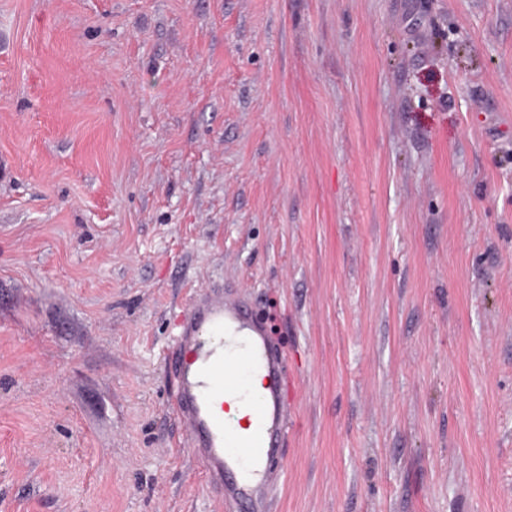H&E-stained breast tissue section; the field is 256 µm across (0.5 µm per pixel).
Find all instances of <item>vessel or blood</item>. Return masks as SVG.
<instances>
[{
	"mask_svg": "<svg viewBox=\"0 0 512 512\" xmlns=\"http://www.w3.org/2000/svg\"><path fill=\"white\" fill-rule=\"evenodd\" d=\"M186 446L208 487L241 512H271L270 461L282 449L287 363L246 300L206 290L167 354Z\"/></svg>",
	"mask_w": 512,
	"mask_h": 512,
	"instance_id": "obj_1",
	"label": "vessel or blood"
}]
</instances>
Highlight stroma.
<instances>
[{
	"label": "stroma",
	"mask_w": 512,
	"mask_h": 512,
	"mask_svg": "<svg viewBox=\"0 0 512 512\" xmlns=\"http://www.w3.org/2000/svg\"><path fill=\"white\" fill-rule=\"evenodd\" d=\"M201 286L288 358L278 512H512V0H0V512H227Z\"/></svg>",
	"instance_id": "stroma-1"
}]
</instances>
